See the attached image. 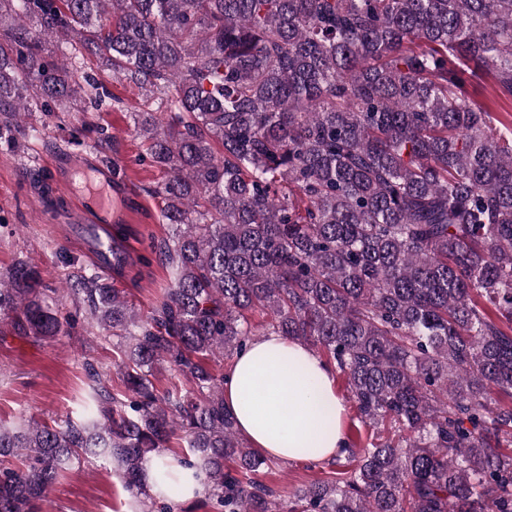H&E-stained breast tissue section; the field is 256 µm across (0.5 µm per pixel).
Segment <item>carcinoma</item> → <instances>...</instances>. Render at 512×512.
<instances>
[{
    "label": "carcinoma",
    "mask_w": 512,
    "mask_h": 512,
    "mask_svg": "<svg viewBox=\"0 0 512 512\" xmlns=\"http://www.w3.org/2000/svg\"><path fill=\"white\" fill-rule=\"evenodd\" d=\"M54 36L148 96L134 128L168 173L170 285L142 318L103 272L0 274L14 333L52 339L82 311L117 337L125 388L90 363L84 417L0 425V512H37L93 459L146 497L179 431L218 512H512V123L468 90L485 73L512 97V0H0V139L34 104L107 95L45 60ZM256 310L395 429L284 498L217 370ZM164 363L193 395L158 391Z\"/></svg>",
    "instance_id": "cac0c4a2"
}]
</instances>
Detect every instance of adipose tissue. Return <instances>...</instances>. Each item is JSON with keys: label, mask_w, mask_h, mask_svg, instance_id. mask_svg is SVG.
Listing matches in <instances>:
<instances>
[{"label": "adipose tissue", "mask_w": 512, "mask_h": 512, "mask_svg": "<svg viewBox=\"0 0 512 512\" xmlns=\"http://www.w3.org/2000/svg\"><path fill=\"white\" fill-rule=\"evenodd\" d=\"M336 369L304 343L253 340L224 374V407L252 447L281 461L325 462L345 446Z\"/></svg>", "instance_id": "adipose-tissue-1"}]
</instances>
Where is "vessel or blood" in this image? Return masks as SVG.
Here are the masks:
<instances>
[{
    "label": "vessel or blood",
    "instance_id": "vessel-or-blood-1",
    "mask_svg": "<svg viewBox=\"0 0 512 512\" xmlns=\"http://www.w3.org/2000/svg\"><path fill=\"white\" fill-rule=\"evenodd\" d=\"M57 164L66 171V193L88 198L95 208L90 215L79 210L73 213L76 238L102 267H111V222L115 211L112 190L122 185V176L113 173L111 166L84 155L60 156Z\"/></svg>",
    "mask_w": 512,
    "mask_h": 512
}]
</instances>
